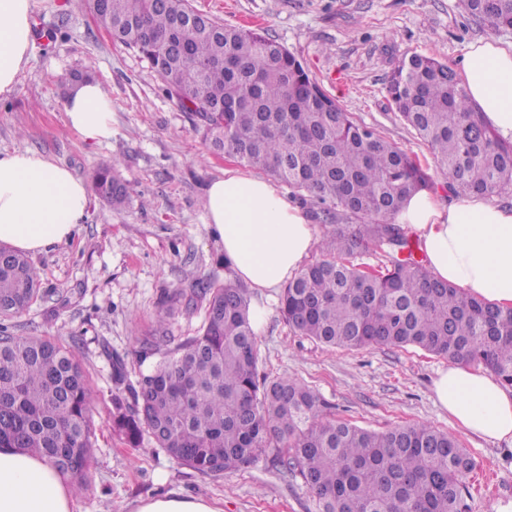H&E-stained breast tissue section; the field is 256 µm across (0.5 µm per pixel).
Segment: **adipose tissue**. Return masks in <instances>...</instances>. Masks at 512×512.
<instances>
[{
  "label": "adipose tissue",
  "instance_id": "adipose-tissue-1",
  "mask_svg": "<svg viewBox=\"0 0 512 512\" xmlns=\"http://www.w3.org/2000/svg\"><path fill=\"white\" fill-rule=\"evenodd\" d=\"M32 45V0H0V95L10 94ZM470 104L502 140L512 142V48L473 44L460 63ZM66 123L84 140L112 139V102L94 80L75 85ZM88 186L32 151L0 152V244L36 253L66 242L84 224ZM206 216L235 278L277 292L297 276L318 232L305 212L268 181L225 171L206 191ZM413 232L431 274L501 308H512V208L477 196L442 203L421 189L395 215ZM455 424L487 440L512 439V392L494 373L449 361L434 383ZM74 492L43 457L0 448V512H75Z\"/></svg>",
  "mask_w": 512,
  "mask_h": 512
}]
</instances>
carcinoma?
Instances as JSON below:
<instances>
[{"label":"carcinoma","instance_id":"1","mask_svg":"<svg viewBox=\"0 0 512 512\" xmlns=\"http://www.w3.org/2000/svg\"><path fill=\"white\" fill-rule=\"evenodd\" d=\"M97 21L136 50L188 112L208 148L262 170L334 225L320 258L288 282L281 312L293 331L327 347H417L484 365L512 387V309L503 310L434 278L392 222L404 200L429 187L419 159L344 112L301 62L254 30L225 26L189 0H85ZM469 18L512 28V0H463ZM388 94L403 122L448 173V190L512 197V144L468 105L457 73L412 54L392 70ZM113 207L130 185L116 161L92 176ZM381 255L373 266L366 259ZM41 296L28 258L0 248V319ZM204 308L197 335L141 369L130 399L112 400V431L132 447H156L213 478L268 454L313 496L316 512H470L477 462L424 423L383 432L335 417L326 401L288 376L262 378L248 290L198 282ZM165 301L139 363L167 341ZM95 397L78 357L64 346L0 327V448L47 458L76 492L87 486Z\"/></svg>","mask_w":512,"mask_h":512}]
</instances>
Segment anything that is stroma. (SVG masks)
Listing matches in <instances>:
<instances>
[{"label":"stroma","instance_id":"35a3bbf8","mask_svg":"<svg viewBox=\"0 0 512 512\" xmlns=\"http://www.w3.org/2000/svg\"><path fill=\"white\" fill-rule=\"evenodd\" d=\"M35 32L15 91L0 96V151L30 150L90 181L115 159L130 200L114 208L92 198L86 224L70 241L30 254L42 297L8 325L20 336L62 344L80 341V359L97 394L96 445L78 512H135L140 500L172 490L217 502L223 512H315L300 481L263 458L215 479L173 459L151 441L133 448L112 431V398L135 382L142 340L157 327L168 293L191 294L197 279L223 283L224 251L206 222L208 184L237 168L209 151L186 112L161 90L158 75L111 35L82 0H33ZM220 23L259 31L284 45L310 77L356 120L419 158L446 201L448 176L387 93L392 69L406 55H431L457 67L471 44L512 46V29L471 23L461 0H191ZM67 35L47 40L59 16ZM77 75L101 82L112 100V140L87 143L65 122V84ZM267 308L257 333L259 372L287 375L317 390L332 413L376 431L426 423L455 436L481 464L470 512H495L512 501V440L475 437L448 416L434 381L448 360L416 347L341 351L295 334L279 303L250 290ZM126 364L117 382L113 362Z\"/></svg>","mask_w":512,"mask_h":512}]
</instances>
